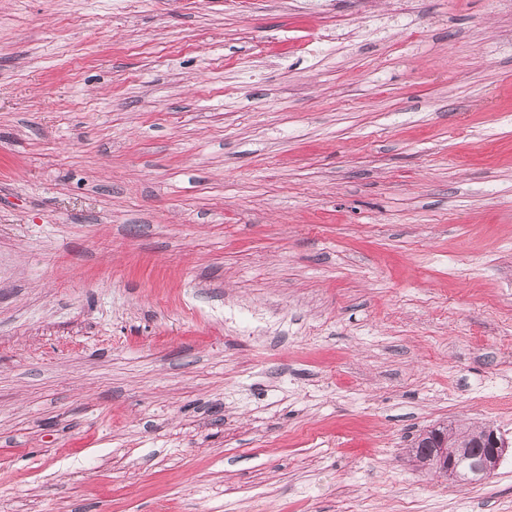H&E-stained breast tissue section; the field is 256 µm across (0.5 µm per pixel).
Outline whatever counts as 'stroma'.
I'll use <instances>...</instances> for the list:
<instances>
[{
    "mask_svg": "<svg viewBox=\"0 0 512 512\" xmlns=\"http://www.w3.org/2000/svg\"><path fill=\"white\" fill-rule=\"evenodd\" d=\"M0 512H512V0H0ZM477 446L478 448L472 446L473 452L481 448L472 464V470L475 474L486 479L494 474L507 446L491 426L482 428ZM439 435H436L435 440H431V442H427V447H429L432 455L437 454L439 460L440 469L439 473L448 476V479L455 480L458 482L457 477H460L458 471V464L455 461V455L447 448L446 438L440 441Z\"/></svg>",
    "mask_w": 512,
    "mask_h": 512,
    "instance_id": "35a3bbf8",
    "label": "stroma"
}]
</instances>
